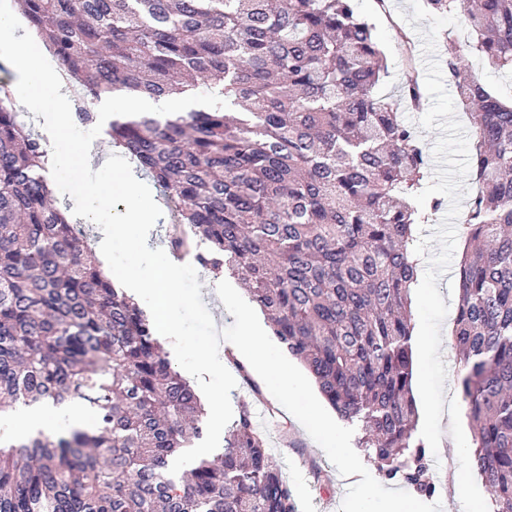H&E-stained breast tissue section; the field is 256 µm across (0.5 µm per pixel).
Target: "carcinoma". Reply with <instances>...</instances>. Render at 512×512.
I'll use <instances>...</instances> for the list:
<instances>
[{
	"mask_svg": "<svg viewBox=\"0 0 512 512\" xmlns=\"http://www.w3.org/2000/svg\"><path fill=\"white\" fill-rule=\"evenodd\" d=\"M472 36L448 48L469 110L478 186L462 217L452 337L468 462L512 512V100L467 73L512 74V0H425ZM71 80L209 104L163 121L116 118L108 135L162 189L169 239L204 269L245 281L274 338L300 360L385 480L427 499L434 479L412 393L410 289L428 156L354 0H21ZM48 153L0 98V409L83 402L95 425L0 433V512H299L243 406L224 448L170 473L204 408L154 324L112 287L55 207Z\"/></svg>",
	"mask_w": 512,
	"mask_h": 512,
	"instance_id": "cac0c4a2",
	"label": "carcinoma"
}]
</instances>
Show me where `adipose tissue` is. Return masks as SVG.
<instances>
[{
  "label": "adipose tissue",
  "instance_id": "obj_1",
  "mask_svg": "<svg viewBox=\"0 0 512 512\" xmlns=\"http://www.w3.org/2000/svg\"><path fill=\"white\" fill-rule=\"evenodd\" d=\"M41 45L27 31L17 27L13 15L0 13V54L9 55L19 71L20 79L13 90L15 102L32 112H50L54 115L55 135L66 138L69 127L64 121L72 96L66 81L60 74L42 70L37 62ZM225 306L236 307L232 298H225ZM241 322L242 337L239 342L240 356L255 368L268 366V356L263 350L262 332L254 325L251 314L245 308L236 307ZM11 416L15 431L27 435L52 426L59 417H67L71 426H90V416L80 408L67 405L44 404L38 407L16 408Z\"/></svg>",
  "mask_w": 512,
  "mask_h": 512
}]
</instances>
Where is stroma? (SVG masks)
Returning <instances> with one entry per match:
<instances>
[{"mask_svg":"<svg viewBox=\"0 0 512 512\" xmlns=\"http://www.w3.org/2000/svg\"><path fill=\"white\" fill-rule=\"evenodd\" d=\"M387 11H380L377 0H355L360 16L375 27L377 40L386 57L387 71L379 87L384 95L397 94L408 71L424 76L422 29L428 21L410 26L399 16L407 9L406 0H386ZM36 134L44 136L51 152L70 153L74 148L99 149L108 138L102 120L88 124L71 123V135L65 139L47 136L44 113L32 116ZM451 326L442 323L443 340L440 347L442 361L447 368L444 383V407L440 421L442 438L437 457L431 458V469L440 483H448L456 472H468L470 483L467 498L461 499L441 493L431 499H420L421 512H469L470 502L488 497L489 492L477 473L469 472L465 454L472 442L470 422L464 414L457 391L458 366L449 336ZM265 348L295 376L298 386L293 394L279 398V382L275 374H259L249 371L247 378L237 381L231 390L233 409L248 406L254 416L257 429L264 437L272 458L280 466L298 503L300 512H388L389 497L408 492L409 487L400 481L382 480L375 464L361 448H354V459L362 464L369 492L348 484L343 469L331 449L322 447L310 430L307 420L314 416H333V409L320 394L314 380L304 367L277 342L267 337Z\"/></svg>","mask_w":512,"mask_h":512,"instance_id":"35a3bbf8","label":"stroma"}]
</instances>
